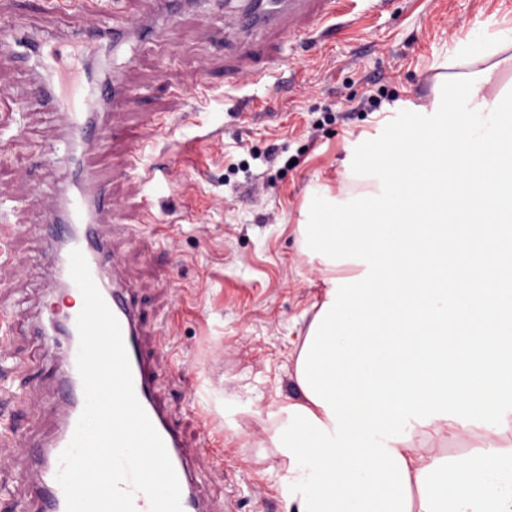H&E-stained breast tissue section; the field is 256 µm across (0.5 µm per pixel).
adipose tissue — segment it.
<instances>
[{"label":"adipose tissue","mask_w":512,"mask_h":512,"mask_svg":"<svg viewBox=\"0 0 512 512\" xmlns=\"http://www.w3.org/2000/svg\"><path fill=\"white\" fill-rule=\"evenodd\" d=\"M512 48V23H498L493 33L477 31L458 39L449 66L475 67ZM509 428L494 433L471 424L434 419L415 426L411 439L394 443L405 460L414 495L410 512H512V413ZM432 435L459 442L453 454L425 447Z\"/></svg>","instance_id":"obj_1"}]
</instances>
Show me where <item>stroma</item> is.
Here are the masks:
<instances>
[{"label": "stroma", "mask_w": 512, "mask_h": 512, "mask_svg": "<svg viewBox=\"0 0 512 512\" xmlns=\"http://www.w3.org/2000/svg\"><path fill=\"white\" fill-rule=\"evenodd\" d=\"M146 0H0L29 37L78 34L85 11L114 14L128 27L149 19ZM512 18V0H395L363 28L326 32L302 46L273 42L257 82H224V0H193L163 18V35L131 42L101 61L122 82L131 107L113 110L107 148L92 160L120 199L127 234L112 252L146 331L160 400L192 442L223 457L198 474V489L226 512H285L286 463L271 436L294 394L291 376L307 311L323 288L298 248L296 227L316 183L335 184L365 136L403 110L430 106L449 72L455 39L493 18ZM383 74L389 101L377 112H347L367 79ZM0 194L15 225L10 280L0 316L13 357L0 368L8 403L0 428L21 431L26 448L0 440V512H37L30 451L56 429L57 366L43 341L57 299L42 261L48 249L44 201L69 180L48 151L62 116L34 95L28 72L0 67ZM170 131L146 145L137 173L117 171L155 113ZM155 197L151 213L141 195Z\"/></svg>", "instance_id": "stroma-1"}]
</instances>
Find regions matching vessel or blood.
<instances>
[{"label": "vessel or blood", "instance_id": "obj_1", "mask_svg": "<svg viewBox=\"0 0 512 512\" xmlns=\"http://www.w3.org/2000/svg\"><path fill=\"white\" fill-rule=\"evenodd\" d=\"M354 0H242L235 7L230 26L237 33V53L234 61L224 68V81L240 83L244 78L260 79L265 73L261 45L267 44L278 32L307 42L316 30L331 19L350 15L360 21L361 15L352 12ZM6 36V46L0 47V60L17 68H31L40 97L54 111L63 113L67 131L63 141L64 155L77 164L70 191H56L46 200L47 223L60 225L61 236L54 238L45 259L54 279L61 286L62 295L78 294L79 289L69 272L72 250H80L89 266L91 276L107 306L117 318L128 354L136 397L161 436L177 474L181 490L183 512H205L204 503L196 489L189 470L190 449L180 433L169 421L164 405L154 392V368L142 355L140 328L142 316L127 294L109 239L116 230L119 204L112 196L111 182L99 179L93 168L86 164L90 148L102 140L110 106L125 107L129 101L118 82L101 80L86 74L79 91L81 111H74L71 101L60 97L57 75L74 73L81 61L77 45L63 47L61 42L42 39L36 53L23 48L26 37L23 28L11 24L0 30ZM128 38L125 26L111 18L94 21L85 33L88 44L107 43L116 47ZM77 307L63 312L62 337L54 341L58 355L60 411L58 427L49 443L35 458L37 473L36 495L41 512H66L65 496L56 480L59 456L73 436L77 420L84 407L82 382L76 366L79 335L76 319Z\"/></svg>", "mask_w": 512, "mask_h": 512}]
</instances>
